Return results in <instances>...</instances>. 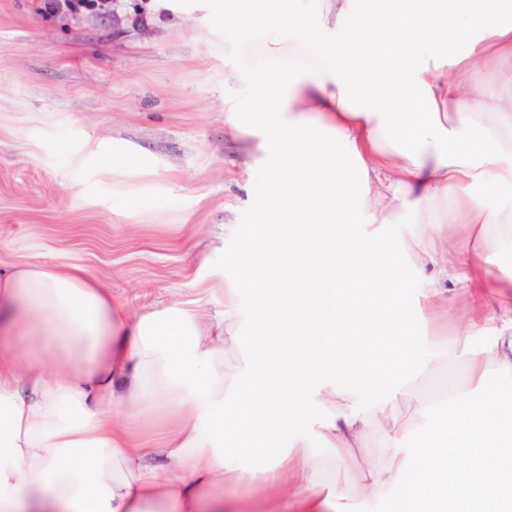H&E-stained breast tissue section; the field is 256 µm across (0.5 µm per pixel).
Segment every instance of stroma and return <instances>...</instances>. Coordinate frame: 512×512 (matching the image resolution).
Returning a JSON list of instances; mask_svg holds the SVG:
<instances>
[{"instance_id": "obj_1", "label": "stroma", "mask_w": 512, "mask_h": 512, "mask_svg": "<svg viewBox=\"0 0 512 512\" xmlns=\"http://www.w3.org/2000/svg\"><path fill=\"white\" fill-rule=\"evenodd\" d=\"M212 0H116L44 9L0 0V265L82 266L131 311L180 305L215 319L231 255L266 179L255 140L231 133L225 70L262 46L211 26ZM236 53L225 56V48ZM448 358L408 405L467 383Z\"/></svg>"}]
</instances>
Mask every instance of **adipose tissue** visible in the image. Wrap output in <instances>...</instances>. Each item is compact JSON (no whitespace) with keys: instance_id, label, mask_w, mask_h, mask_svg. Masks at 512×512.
<instances>
[{"instance_id":"1","label":"adipose tissue","mask_w":512,"mask_h":512,"mask_svg":"<svg viewBox=\"0 0 512 512\" xmlns=\"http://www.w3.org/2000/svg\"><path fill=\"white\" fill-rule=\"evenodd\" d=\"M231 3L211 21L262 52L227 123L273 163L224 310L133 319L82 267L0 270V512H224L203 497L220 477L351 512L314 437L376 512H512V127L481 111L512 112V78H485L512 56V0ZM393 224L418 230L399 243ZM449 280L470 300L461 323ZM451 355L466 387L406 420L410 386ZM160 417L152 460L136 435Z\"/></svg>"}]
</instances>
